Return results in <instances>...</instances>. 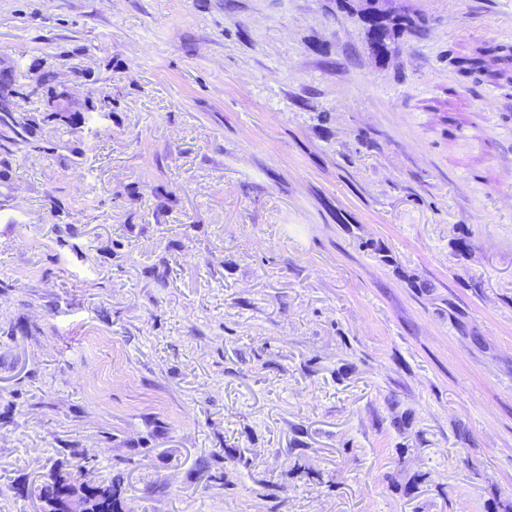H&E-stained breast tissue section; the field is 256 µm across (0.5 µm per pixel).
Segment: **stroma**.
<instances>
[{"label": "stroma", "instance_id": "stroma-1", "mask_svg": "<svg viewBox=\"0 0 512 512\" xmlns=\"http://www.w3.org/2000/svg\"><path fill=\"white\" fill-rule=\"evenodd\" d=\"M397 7L0 0L113 97L0 185V512H512V0ZM95 467L84 459L67 471L54 467L43 475L38 487V499L42 503V512H63L59 510L62 493L65 489H74L83 484L95 486L96 495L88 500V512H124L120 500L121 475H115L106 484L92 477Z\"/></svg>", "mask_w": 512, "mask_h": 512}]
</instances>
